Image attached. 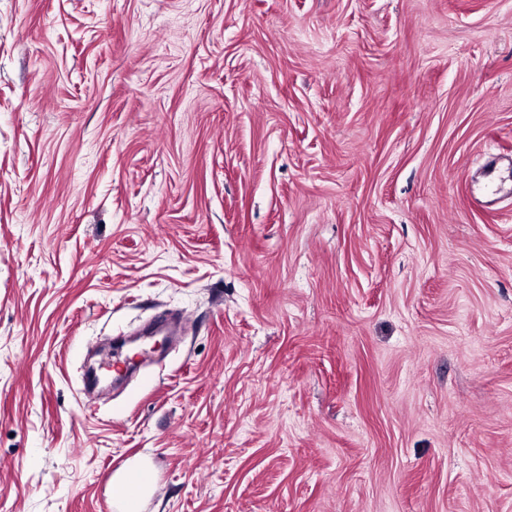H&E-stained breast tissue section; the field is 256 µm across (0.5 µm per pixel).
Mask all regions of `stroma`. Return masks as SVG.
Segmentation results:
<instances>
[{"label": "stroma", "instance_id": "1", "mask_svg": "<svg viewBox=\"0 0 512 512\" xmlns=\"http://www.w3.org/2000/svg\"><path fill=\"white\" fill-rule=\"evenodd\" d=\"M506 150L512 0H0V512H512Z\"/></svg>", "mask_w": 512, "mask_h": 512}]
</instances>
